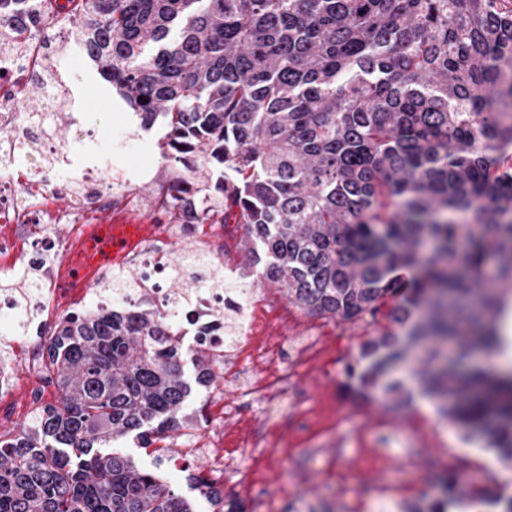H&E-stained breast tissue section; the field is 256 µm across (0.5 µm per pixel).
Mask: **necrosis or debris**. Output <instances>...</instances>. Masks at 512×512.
<instances>
[{"mask_svg":"<svg viewBox=\"0 0 512 512\" xmlns=\"http://www.w3.org/2000/svg\"><path fill=\"white\" fill-rule=\"evenodd\" d=\"M31 23L21 0H0V275L10 276L20 268L32 274L38 285L36 306L40 314L48 315L70 310L83 298V291L74 285L77 271L65 268L62 257L88 242L90 228L100 213H108L110 224L120 225L128 213L145 206L158 228L194 249H210L211 242L197 210H182L171 203L177 187L183 184L180 176L153 185L150 197H142L141 179L121 174L111 152L103 150L99 140L76 138L73 146L87 152L88 163L68 181L51 186L63 148L43 126L26 122L16 108V93L26 83L47 85L45 110L50 113L57 98L74 96L83 78L73 75L64 81L46 80V65L55 52L25 33V26ZM60 195L70 197V207L56 205ZM35 224L46 237L51 236L55 225H68L67 236L58 244L59 260L47 261L44 252L30 242L28 232ZM131 272L137 281L133 288L125 285ZM95 275L112 284L102 295V304L160 308L170 339L190 346L204 343L218 354L225 382L235 387L227 407L241 416L250 415L254 403L262 399L268 421L287 419L295 372L324 348L321 337L309 336L266 357L264 341L256 334V299L242 286L243 272L225 267L223 287L199 288L188 297H178L165 286L171 263L164 246L152 234L111 265L96 269ZM224 439L233 443L236 454L216 451L211 438L199 434L188 452L207 458L214 470L234 472L235 498L255 501L259 490L255 473L270 460L265 436L247 424L225 432Z\"/></svg>","mask_w":512,"mask_h":512,"instance_id":"obj_1","label":"necrosis or debris"}]
</instances>
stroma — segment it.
Returning a JSON list of instances; mask_svg holds the SVG:
<instances>
[{
	"label": "stroma",
	"mask_w": 512,
	"mask_h": 512,
	"mask_svg": "<svg viewBox=\"0 0 512 512\" xmlns=\"http://www.w3.org/2000/svg\"><path fill=\"white\" fill-rule=\"evenodd\" d=\"M62 73H85L84 107L73 117L82 129L107 132L117 143L128 130L127 114L118 109V95L104 81L94 63L79 50L58 57ZM138 147L122 149V166L166 179L171 165L161 157L157 142L163 125L151 131L136 130ZM252 291L266 301L269 314L263 325L266 342L277 347L293 336L325 337L322 354L309 360L297 373L303 397L289 403L288 419L278 428L265 427L263 410H255L256 426L266 429L271 462L279 470V487L261 502L259 512H307L308 505L336 503L343 512H405L421 490L431 489L436 474L463 472L472 489L487 494H507L512 484V464L490 454L484 443L467 440L459 428L441 421L425 402L406 411H393L383 401L364 402L352 397L345 385L344 368L359 351L360 343L373 331L372 325L342 324L305 316L290 305L276 288L254 284ZM41 351L34 340L23 342L11 354V388L0 400V433L19 431L29 422L39 404L53 401L56 387L45 381L36 365ZM232 417L208 416L189 420L162 446L139 447L125 443L141 465L160 467L165 477L183 494H190L189 474L210 476L217 486L227 487L231 473L210 471L205 458L185 450L189 432L227 429Z\"/></svg>",
	"instance_id": "35a3bbf8"
}]
</instances>
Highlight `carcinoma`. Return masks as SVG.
I'll return each mask as SVG.
<instances>
[{
  "instance_id": "1",
  "label": "carcinoma",
  "mask_w": 512,
  "mask_h": 512,
  "mask_svg": "<svg viewBox=\"0 0 512 512\" xmlns=\"http://www.w3.org/2000/svg\"><path fill=\"white\" fill-rule=\"evenodd\" d=\"M101 77L163 120L158 146L205 191L204 224L243 225L248 269L308 316L388 325L345 367L364 400L431 401L512 462V0H66ZM188 267L218 261L199 251ZM157 308L45 327L58 391L0 438V512H197L115 444L185 422L186 353ZM215 386L217 358L192 357ZM188 482L224 508L202 475ZM474 499L464 474L408 512Z\"/></svg>"
}]
</instances>
